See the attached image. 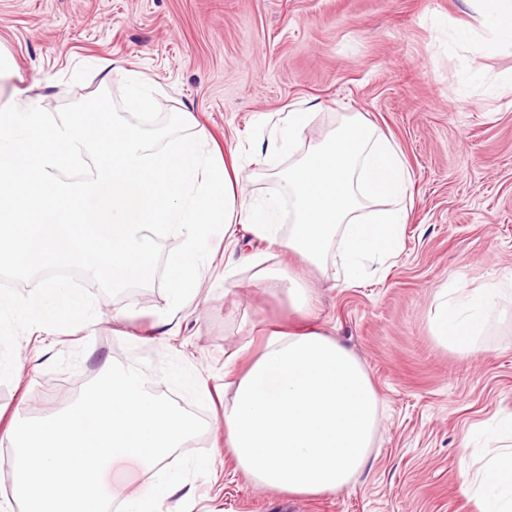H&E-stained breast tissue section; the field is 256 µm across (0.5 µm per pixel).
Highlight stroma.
<instances>
[{
    "label": "stroma",
    "mask_w": 512,
    "mask_h": 512,
    "mask_svg": "<svg viewBox=\"0 0 512 512\" xmlns=\"http://www.w3.org/2000/svg\"><path fill=\"white\" fill-rule=\"evenodd\" d=\"M473 31L459 43L460 27ZM0 96H38L66 118L103 103L142 124L158 146L204 136L222 157L240 154L248 193L274 191L272 162L256 153L292 106L314 117L299 153L319 144L343 116L363 113L401 151L413 208L400 255L353 287L275 249L263 262L228 264L213 241L212 262L177 335L159 318L169 306V265L177 238L157 239L156 272L124 290L78 272L67 285L92 301L93 332L69 323L33 336L15 322L0 338V430L68 407L105 364L144 359L158 393L190 400L156 372L175 358L195 374L205 400V433L188 451L213 465L159 512H473L461 492L460 463L488 458L472 434L512 414V48L488 47L469 0H0ZM114 69L109 84L98 64ZM482 79L462 87L466 72ZM149 79L152 117L124 104L128 73ZM307 281L319 322L364 364L382 410L369 461L352 488L295 497L257 487L236 472L224 445V359L256 355L262 333L292 317L288 277ZM46 271L0 269V290L37 298ZM501 290L473 350L446 349L428 315L458 285ZM130 315L114 320L116 310Z\"/></svg>",
    "instance_id": "obj_1"
}]
</instances>
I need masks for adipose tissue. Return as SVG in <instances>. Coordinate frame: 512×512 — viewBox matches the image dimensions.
<instances>
[{
	"instance_id": "adipose-tissue-1",
	"label": "adipose tissue",
	"mask_w": 512,
	"mask_h": 512,
	"mask_svg": "<svg viewBox=\"0 0 512 512\" xmlns=\"http://www.w3.org/2000/svg\"><path fill=\"white\" fill-rule=\"evenodd\" d=\"M475 2L491 38L512 46V0ZM311 120V113L289 111L262 141L261 154L293 151ZM79 156L92 158V169L81 181H61L60 172ZM238 170L198 139L157 147L104 106L57 120L38 101L6 102L0 105V268L76 266L126 288L152 279L155 237L168 231L181 240L172 301L162 316L173 330L195 298L210 241L239 248L238 225L267 248L320 268L336 265L348 286L400 254L413 204L411 173L394 141L362 114L344 117L280 174L268 196L246 195ZM372 200L384 201V208L369 209ZM497 294L465 288L444 297L430 317L433 335L468 351ZM288 298L305 325L265 337L224 407V435L246 480L314 497L347 488L366 467L380 399L352 352L309 325V288L293 282ZM7 313L38 329L69 318L86 327L94 319L84 297L59 284L28 304L0 295V316ZM462 478L478 512H512V448Z\"/></svg>"
}]
</instances>
